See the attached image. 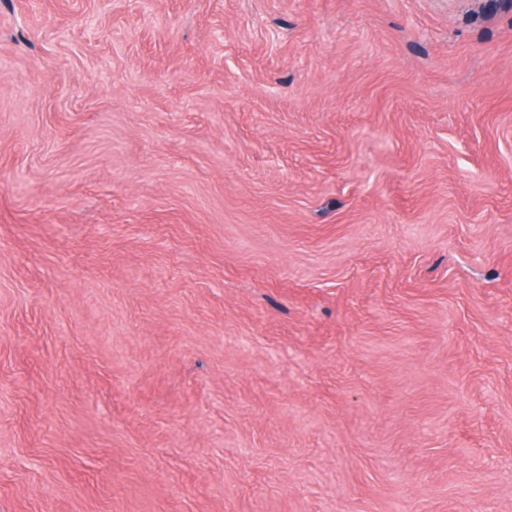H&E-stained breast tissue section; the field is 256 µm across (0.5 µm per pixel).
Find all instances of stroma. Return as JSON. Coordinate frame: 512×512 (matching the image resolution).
Here are the masks:
<instances>
[{
	"label": "stroma",
	"instance_id": "1",
	"mask_svg": "<svg viewBox=\"0 0 512 512\" xmlns=\"http://www.w3.org/2000/svg\"><path fill=\"white\" fill-rule=\"evenodd\" d=\"M0 512H512V6L0 0Z\"/></svg>",
	"mask_w": 512,
	"mask_h": 512
}]
</instances>
